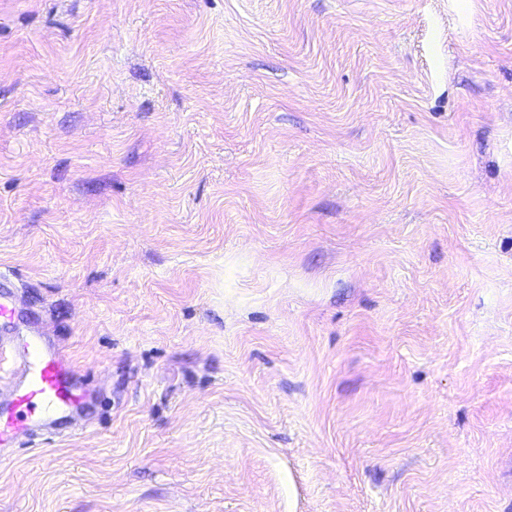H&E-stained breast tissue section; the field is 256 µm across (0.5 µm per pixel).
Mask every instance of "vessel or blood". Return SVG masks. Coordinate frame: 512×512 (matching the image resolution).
Listing matches in <instances>:
<instances>
[{"label":"vessel or blood","instance_id":"vessel-or-blood-1","mask_svg":"<svg viewBox=\"0 0 512 512\" xmlns=\"http://www.w3.org/2000/svg\"><path fill=\"white\" fill-rule=\"evenodd\" d=\"M17 296L7 275L0 272V382L10 391L7 408L0 409V447H15L21 438L50 431L56 414L80 404L74 368L65 354L42 334L11 336Z\"/></svg>","mask_w":512,"mask_h":512}]
</instances>
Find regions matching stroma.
Masks as SVG:
<instances>
[{
  "instance_id": "1",
  "label": "stroma",
  "mask_w": 512,
  "mask_h": 512,
  "mask_svg": "<svg viewBox=\"0 0 512 512\" xmlns=\"http://www.w3.org/2000/svg\"><path fill=\"white\" fill-rule=\"evenodd\" d=\"M0 269V512H512V0H0ZM12 288L0 271V388L9 378L4 387L10 391L7 408L0 409V451L38 430L50 431L54 415L76 407L83 397L74 385L71 362L45 336L36 333L21 342L9 335L17 307Z\"/></svg>"
}]
</instances>
